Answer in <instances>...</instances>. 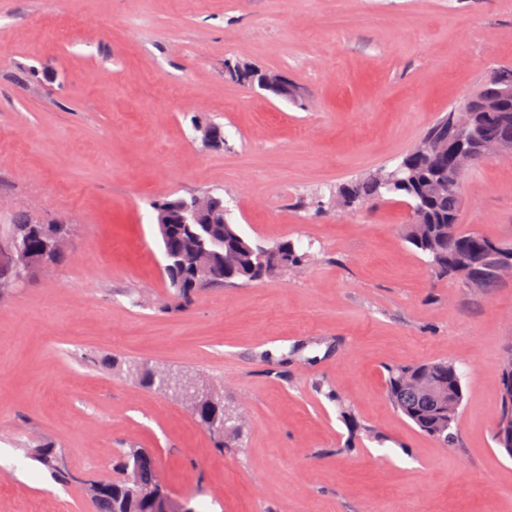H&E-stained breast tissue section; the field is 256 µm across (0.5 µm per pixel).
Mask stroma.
Returning <instances> with one entry per match:
<instances>
[{
    "label": "stroma",
    "instance_id": "obj_1",
    "mask_svg": "<svg viewBox=\"0 0 512 512\" xmlns=\"http://www.w3.org/2000/svg\"><path fill=\"white\" fill-rule=\"evenodd\" d=\"M286 74L285 100L224 76ZM512 65V0H0V224H71L62 262L0 297V512H93L83 483L150 449L196 512H512L494 441L512 282L436 281L407 206L337 211V186L393 167L492 68ZM219 123L225 145L203 147ZM223 193L241 232L313 261L166 302L154 201ZM462 224L512 237V160L470 170ZM449 360L458 443L385 395L386 368ZM195 379L245 416L218 451L130 367ZM51 442L62 485L27 449Z\"/></svg>",
    "mask_w": 512,
    "mask_h": 512
}]
</instances>
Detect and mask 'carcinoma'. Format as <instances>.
I'll list each match as a JSON object with an SVG mask.
<instances>
[{"instance_id": "1", "label": "carcinoma", "mask_w": 512, "mask_h": 512, "mask_svg": "<svg viewBox=\"0 0 512 512\" xmlns=\"http://www.w3.org/2000/svg\"><path fill=\"white\" fill-rule=\"evenodd\" d=\"M230 65L242 68L235 78L237 82L255 84L266 77V72L248 63H225ZM470 101L472 119L480 128V141L468 152L459 156L449 152L438 119L397 165L340 185L332 199L336 208L351 209L385 193L391 195V200L410 209L405 241L429 258L438 278L491 292L503 285V279L495 265L496 255L489 253L488 247L497 245L512 261V238H492L461 224V185L469 169L493 159V150L499 143L512 141V124L502 120V111L512 108V66L492 70ZM152 207L159 217L162 209L177 208L188 219L186 224L170 225L169 233H160L163 253L170 264L166 273L169 302L178 308L186 306L196 291V264L224 265V277L211 283L214 288L261 281L306 261L307 254L299 253L289 239L267 247L243 236L236 224L224 223L228 209L220 194L167 197L152 203ZM6 228L25 240L39 269L57 263L63 255V251L46 246L47 225L31 223L23 212L13 214ZM480 256L483 279L472 283L467 267ZM497 376L501 386L499 420H512V349L506 352ZM386 396L421 433L447 447L457 441L464 394L455 363L434 360L391 367L387 370ZM34 458L55 480L66 483L70 479L69 472L59 464L53 445L34 449ZM127 462L137 468V484L129 487L121 477L100 483L97 492H86L96 512H153L152 503L165 492L156 476L154 458L144 448H132Z\"/></svg>"}]
</instances>
